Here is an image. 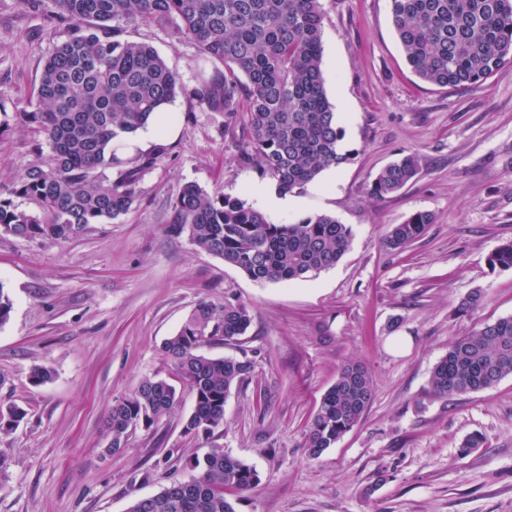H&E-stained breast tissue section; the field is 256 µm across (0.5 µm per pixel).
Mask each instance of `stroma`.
<instances>
[{
    "label": "stroma",
    "instance_id": "35a3bbf8",
    "mask_svg": "<svg viewBox=\"0 0 512 512\" xmlns=\"http://www.w3.org/2000/svg\"><path fill=\"white\" fill-rule=\"evenodd\" d=\"M323 76L351 161L323 171L277 223L321 213L353 229L350 251L304 281L257 282L169 231L171 205L192 182L245 198L274 188L238 161L221 114L185 94L170 104L172 149L137 186L118 220L65 242L0 235V288L13 303L0 326V404L27 415L0 431V512H126L130 502L188 479L189 457L221 446L261 481L236 512H512V376L477 393L439 398L429 379L455 338L512 315V270L488 256L512 240V64L475 90L441 88L408 67L390 0H323ZM175 22L132 29L184 86L196 46ZM70 33L50 0H0V190L47 160L42 136L15 119L37 111L35 88L53 45ZM417 177L378 199L371 183L403 154ZM427 211L434 222L405 251L382 244L387 225ZM484 299L459 310L473 290ZM233 297L253 315L243 340L206 346L247 357L249 382L232 388L224 424L185 434L194 396L109 453L105 422L116 399L145 377L170 378L162 342L199 300ZM365 364L376 398L362 422L320 458L303 448L305 425L342 364ZM52 377L32 385L33 366ZM482 443L461 453L464 440Z\"/></svg>",
    "mask_w": 512,
    "mask_h": 512
}]
</instances>
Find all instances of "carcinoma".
I'll use <instances>...</instances> for the list:
<instances>
[{
  "label": "carcinoma",
  "mask_w": 512,
  "mask_h": 512,
  "mask_svg": "<svg viewBox=\"0 0 512 512\" xmlns=\"http://www.w3.org/2000/svg\"><path fill=\"white\" fill-rule=\"evenodd\" d=\"M71 25L65 41L47 57L36 88L38 111L16 120L45 138L49 161L34 164L0 195V235L61 242L92 224L116 220L137 200L142 178L167 155L158 144L144 154L120 157L113 141L142 128L153 112L185 91L211 112L236 125L245 108L238 159L256 164L281 194L303 189L323 170L351 160L341 150L344 130L328 100L322 72L323 0H51ZM405 60L422 80L459 89L479 87L512 64V0H390ZM159 19L198 47L195 83L180 82L152 46L124 38L129 26ZM410 152L381 169L371 192L385 198L419 171ZM27 198L37 210L19 208ZM433 217L416 212L391 225L386 248L403 250L421 238ZM188 234L202 252L224 260L258 282H290L335 266L348 253L352 228L328 214L276 224L239 198L210 196L187 183L173 203L169 225ZM488 266L512 269V241L487 258ZM252 322L244 303L200 301L162 349L174 377L189 386L195 405L186 434H211L224 425L231 388L251 378L247 358L212 357L208 343L236 342ZM512 376V316L461 336L433 368L429 385L440 398L480 392ZM375 385L368 368L348 362L307 422L304 448L319 458L360 424ZM178 399L172 381L145 377L134 392L115 401L107 420V451L117 453L131 429L152 424ZM25 410L0 407V431ZM195 475L159 493L135 499L128 512H236L233 496L255 488L257 469L221 447L194 457Z\"/></svg>",
  "instance_id": "obj_1"
}]
</instances>
